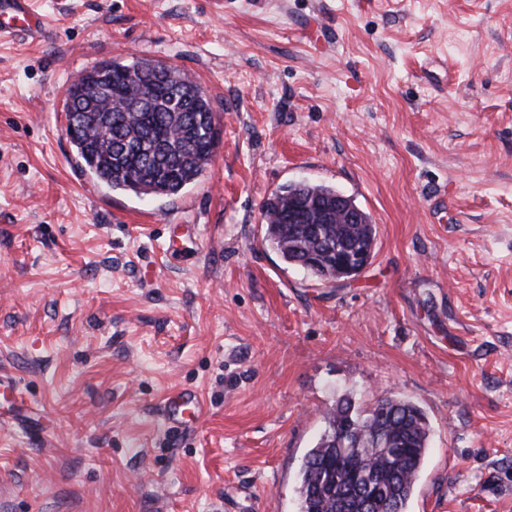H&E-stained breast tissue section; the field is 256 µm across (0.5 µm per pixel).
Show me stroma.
I'll return each instance as SVG.
<instances>
[{
  "label": "stroma",
  "mask_w": 512,
  "mask_h": 512,
  "mask_svg": "<svg viewBox=\"0 0 512 512\" xmlns=\"http://www.w3.org/2000/svg\"><path fill=\"white\" fill-rule=\"evenodd\" d=\"M0 43V512H299L344 396L425 413L407 512H512V0H33ZM170 62L220 139L173 197L97 183L65 91ZM322 184L377 229L327 285L262 204ZM197 393L194 432L161 416Z\"/></svg>",
  "instance_id": "35a3bbf8"
}]
</instances>
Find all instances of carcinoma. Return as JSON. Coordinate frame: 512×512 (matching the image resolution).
I'll list each match as a JSON object with an SVG mask.
<instances>
[{
    "mask_svg": "<svg viewBox=\"0 0 512 512\" xmlns=\"http://www.w3.org/2000/svg\"><path fill=\"white\" fill-rule=\"evenodd\" d=\"M149 62L148 58L131 65L112 62V79L100 91L85 86L90 71L73 82L68 97L80 131L70 141L90 174L109 188L137 196H174L197 181L213 158L218 144V131L212 127L214 106L195 82L174 68L165 81L153 83L154 108L123 111L135 92L127 71ZM334 193L324 185L312 184L300 191L291 184L265 201L266 241L284 262L321 254L330 247L356 252L376 240V227L367 214L361 224L288 223V201L294 196L313 201L329 199ZM384 402L395 408L389 425L396 455L377 457L365 445L341 454L333 439L336 430L345 424L361 429L378 421ZM384 402L379 400L364 411L345 397L326 412V429L305 455L300 471V512H358L359 501L343 499L330 489L343 486L347 477L327 467L339 456L358 472L360 482H374L385 489L382 512H407L429 450V423L424 412L407 400Z\"/></svg>",
    "mask_w": 512,
    "mask_h": 512,
    "instance_id": "obj_1",
    "label": "carcinoma"
}]
</instances>
